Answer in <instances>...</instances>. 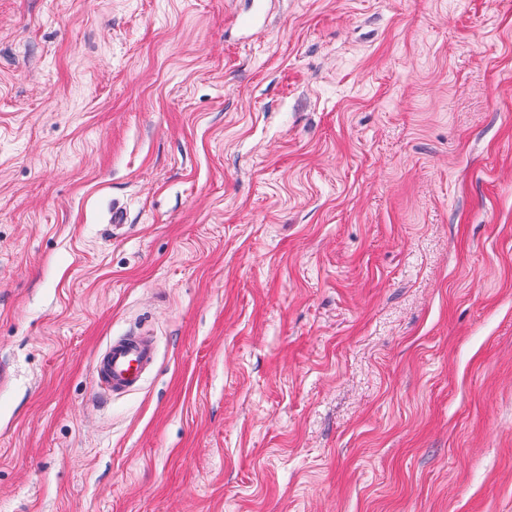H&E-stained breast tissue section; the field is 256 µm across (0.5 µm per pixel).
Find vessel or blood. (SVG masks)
<instances>
[{
  "label": "vessel or blood",
  "mask_w": 512,
  "mask_h": 512,
  "mask_svg": "<svg viewBox=\"0 0 512 512\" xmlns=\"http://www.w3.org/2000/svg\"><path fill=\"white\" fill-rule=\"evenodd\" d=\"M154 361V346L146 338L116 336L97 358L94 379L102 392L123 394L138 387Z\"/></svg>",
  "instance_id": "1"
}]
</instances>
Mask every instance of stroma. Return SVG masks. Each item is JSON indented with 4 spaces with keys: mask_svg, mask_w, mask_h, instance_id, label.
Here are the masks:
<instances>
[{
    "mask_svg": "<svg viewBox=\"0 0 512 512\" xmlns=\"http://www.w3.org/2000/svg\"><path fill=\"white\" fill-rule=\"evenodd\" d=\"M247 7L0 0V512H512V0ZM154 361V346L146 338L116 336L97 358L94 379L103 393H127L138 387Z\"/></svg>",
    "mask_w": 512,
    "mask_h": 512,
    "instance_id": "stroma-1",
    "label": "stroma"
}]
</instances>
